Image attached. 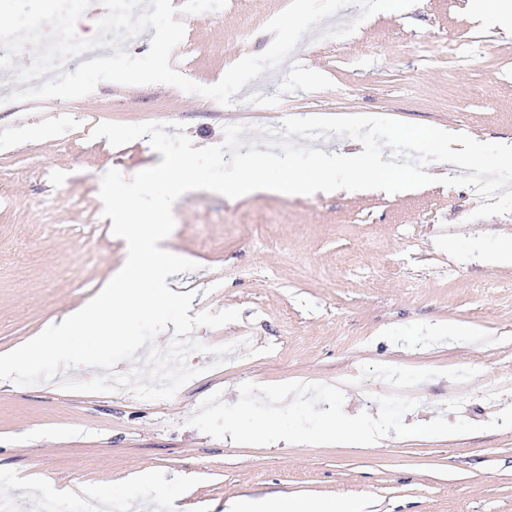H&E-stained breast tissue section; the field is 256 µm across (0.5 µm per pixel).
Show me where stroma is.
<instances>
[{
    "label": "stroma",
    "mask_w": 512,
    "mask_h": 512,
    "mask_svg": "<svg viewBox=\"0 0 512 512\" xmlns=\"http://www.w3.org/2000/svg\"><path fill=\"white\" fill-rule=\"evenodd\" d=\"M289 2L227 0L220 18L184 16V76L212 85L262 54L273 40L267 22ZM357 16L349 6L324 19L323 31L358 28L339 40L306 33L228 106L170 85L107 81L76 99L15 101L0 72V354L80 308L123 262L126 245L102 214L101 177L113 168L133 177L162 156L144 138L117 148L92 138L99 123H181L197 148L221 143L229 124L249 125L255 142L258 128L278 132L285 118L306 116H385L479 141L512 139V26L484 19L474 0ZM447 169L433 164L435 183L397 193L181 196L162 246L198 268L173 275L174 290L194 292L196 313L241 312L193 336L208 345L246 340L255 354L241 348L220 364L189 353L198 376L158 401L0 381V500L42 512L50 489L67 488L124 512H228L236 498L268 494L310 497L329 512L350 497L362 512H512V429L397 436L365 448L240 446L190 424L213 392L231 404L244 382L336 384L367 363L480 369L466 382L440 375L409 389L419 405L408 425L441 413L480 424L512 405V263L480 258L512 235V215L470 220L479 199L438 184ZM450 321L462 335L434 333ZM267 345L271 353L261 354ZM394 392L379 378L346 386L344 410L377 414V397ZM454 398L463 401L456 415L445 411ZM142 471L156 481L131 483Z\"/></svg>",
    "instance_id": "stroma-1"
}]
</instances>
